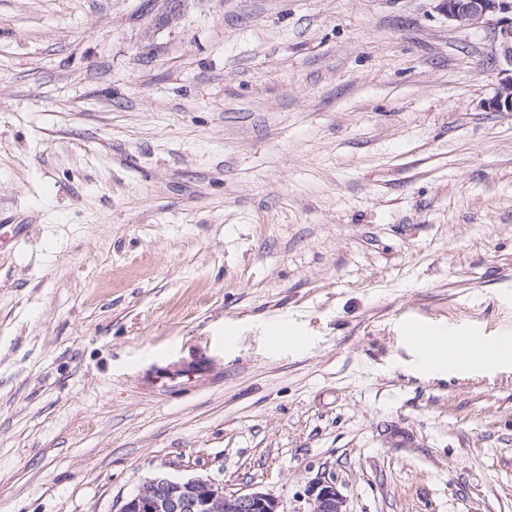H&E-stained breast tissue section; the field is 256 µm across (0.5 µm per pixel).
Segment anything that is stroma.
Returning <instances> with one entry per match:
<instances>
[{"mask_svg": "<svg viewBox=\"0 0 512 512\" xmlns=\"http://www.w3.org/2000/svg\"><path fill=\"white\" fill-rule=\"evenodd\" d=\"M491 44L438 0H0V512H512V360L405 328L512 337ZM417 333L411 336L413 343H417ZM427 341L419 348L424 364L431 368H470L478 365H488L500 359L510 358L512 355V338L508 336L504 341L492 347L461 333L455 334L448 340V336L440 334H426ZM276 499L260 491L227 493L210 479L157 475L127 497L118 512H280ZM310 512H348L345 500L336 488L328 481H318L310 485L308 490Z\"/></svg>", "mask_w": 512, "mask_h": 512, "instance_id": "1", "label": "stroma"}]
</instances>
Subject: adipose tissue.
<instances>
[{"instance_id": "1", "label": "adipose tissue", "mask_w": 512, "mask_h": 512, "mask_svg": "<svg viewBox=\"0 0 512 512\" xmlns=\"http://www.w3.org/2000/svg\"><path fill=\"white\" fill-rule=\"evenodd\" d=\"M419 353L424 364L431 368H470L512 357V340L492 347L461 333L449 338L431 334Z\"/></svg>"}]
</instances>
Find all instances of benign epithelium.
I'll use <instances>...</instances> for the list:
<instances>
[{
  "label": "benign epithelium",
  "instance_id": "1",
  "mask_svg": "<svg viewBox=\"0 0 512 512\" xmlns=\"http://www.w3.org/2000/svg\"><path fill=\"white\" fill-rule=\"evenodd\" d=\"M448 20L460 27L486 28L500 80L487 100L492 112H512V0H440ZM310 512H347L345 500L328 481L309 486ZM118 512H279L276 499L260 491L228 493L210 479L157 475L127 497Z\"/></svg>",
  "mask_w": 512,
  "mask_h": 512
}]
</instances>
